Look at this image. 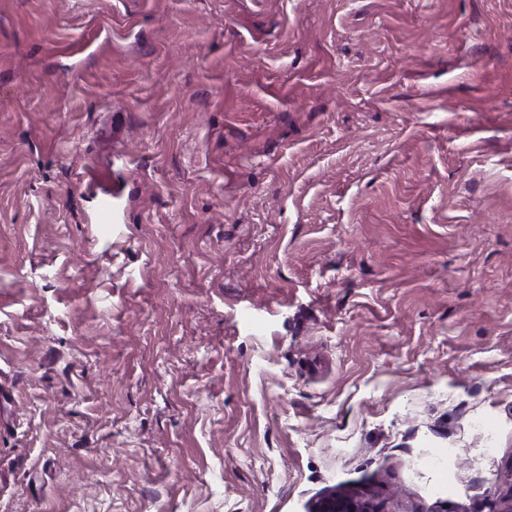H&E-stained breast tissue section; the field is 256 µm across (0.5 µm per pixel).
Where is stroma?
I'll return each mask as SVG.
<instances>
[{"mask_svg": "<svg viewBox=\"0 0 512 512\" xmlns=\"http://www.w3.org/2000/svg\"><path fill=\"white\" fill-rule=\"evenodd\" d=\"M335 487H512V0H0V512Z\"/></svg>", "mask_w": 512, "mask_h": 512, "instance_id": "obj_1", "label": "stroma"}]
</instances>
